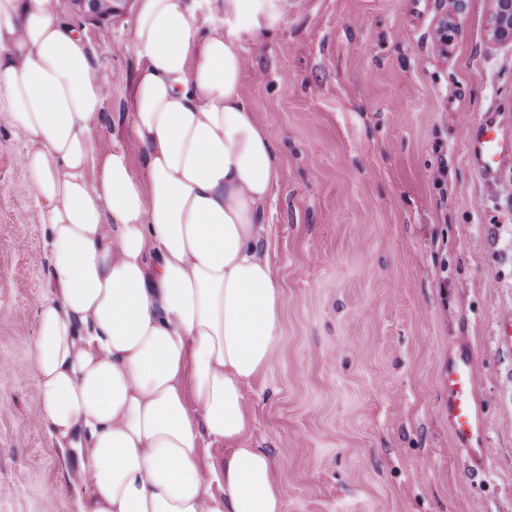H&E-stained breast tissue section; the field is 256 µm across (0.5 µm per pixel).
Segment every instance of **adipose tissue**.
I'll list each match as a JSON object with an SVG mask.
<instances>
[{
	"instance_id": "adipose-tissue-1",
	"label": "adipose tissue",
	"mask_w": 512,
	"mask_h": 512,
	"mask_svg": "<svg viewBox=\"0 0 512 512\" xmlns=\"http://www.w3.org/2000/svg\"><path fill=\"white\" fill-rule=\"evenodd\" d=\"M59 8L0 0V100L46 235L35 388L83 481L76 512H284L272 456L242 445L282 321L280 151L242 91L246 50L183 0H137L117 93ZM116 94L126 113L105 121Z\"/></svg>"
}]
</instances>
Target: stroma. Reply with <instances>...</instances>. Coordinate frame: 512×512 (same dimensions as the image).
<instances>
[{"label": "stroma", "instance_id": "stroma-1", "mask_svg": "<svg viewBox=\"0 0 512 512\" xmlns=\"http://www.w3.org/2000/svg\"><path fill=\"white\" fill-rule=\"evenodd\" d=\"M186 4L200 33L240 38L243 91L281 146L267 216L283 330L244 445L274 458L285 512H512V163L486 182L464 138L486 112L512 134V41L491 37L492 0H256L248 21ZM134 5L97 20L60 0L118 88ZM24 151L0 100V512H74L35 392L47 275ZM461 339L487 412L481 475L448 426Z\"/></svg>", "mask_w": 512, "mask_h": 512}]
</instances>
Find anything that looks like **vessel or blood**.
<instances>
[{"label":"vessel or blood","instance_id":"vessel-or-blood-1","mask_svg":"<svg viewBox=\"0 0 512 512\" xmlns=\"http://www.w3.org/2000/svg\"><path fill=\"white\" fill-rule=\"evenodd\" d=\"M468 158L471 165L487 179L512 162V137L505 136L496 113H483L481 119L466 129ZM448 383V423L456 442L470 450L473 467L486 471L489 457L486 448L484 409L475 393V355L467 345L449 356L446 369Z\"/></svg>","mask_w":512,"mask_h":512}]
</instances>
